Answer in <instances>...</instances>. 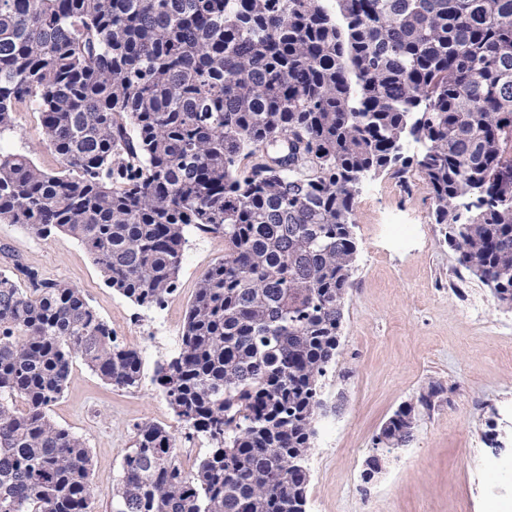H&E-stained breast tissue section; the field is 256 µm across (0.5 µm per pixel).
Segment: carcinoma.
Instances as JSON below:
<instances>
[{
  "label": "carcinoma",
  "instance_id": "obj_1",
  "mask_svg": "<svg viewBox=\"0 0 512 512\" xmlns=\"http://www.w3.org/2000/svg\"><path fill=\"white\" fill-rule=\"evenodd\" d=\"M22 109L64 170L0 149L1 224L78 241L147 309L178 291L188 229L224 238L153 378L209 448L187 472L169 430L136 425L110 512H306L367 175L423 181L458 264L512 309V0H0V138ZM76 358L142 385L81 289L0 272V512H95L90 450L49 416ZM414 405L374 443L407 446Z\"/></svg>",
  "mask_w": 512,
  "mask_h": 512
}]
</instances>
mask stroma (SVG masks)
<instances>
[{"label": "stroma", "mask_w": 512, "mask_h": 512, "mask_svg": "<svg viewBox=\"0 0 512 512\" xmlns=\"http://www.w3.org/2000/svg\"><path fill=\"white\" fill-rule=\"evenodd\" d=\"M0 145L30 152L44 168H62L42 141L37 113H16L14 131ZM371 182L373 194L357 197L359 251L338 355L322 379L306 512H512V362L502 359L512 350V309L499 307L463 272L434 221L425 185L385 175ZM390 212L417 219L405 248H393L378 232ZM187 239L180 290L157 311L108 288L77 241L40 240L20 225L0 224V247L9 248L0 254V271L20 263L81 288L119 340L142 354L139 389L106 385L77 360L50 408L91 452L98 512H109L135 424L165 426L177 448L187 445L183 424L151 378L156 363L179 348L197 280L224 257L223 238L192 231ZM436 380L445 391L434 409L420 411L413 440L364 482L382 425Z\"/></svg>", "instance_id": "1"}]
</instances>
